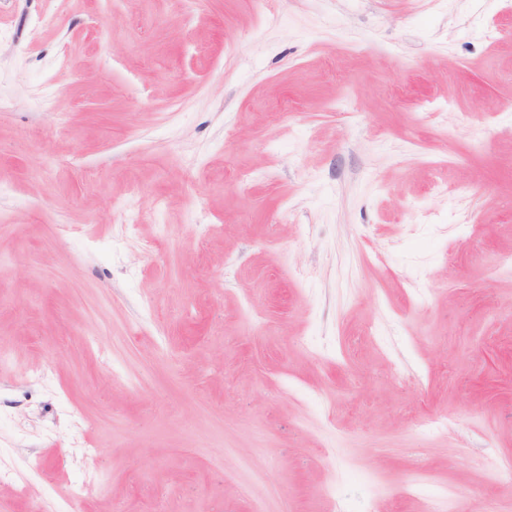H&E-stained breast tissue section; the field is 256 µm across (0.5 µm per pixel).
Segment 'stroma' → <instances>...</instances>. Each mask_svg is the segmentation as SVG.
<instances>
[{"label":"stroma","instance_id":"stroma-1","mask_svg":"<svg viewBox=\"0 0 512 512\" xmlns=\"http://www.w3.org/2000/svg\"><path fill=\"white\" fill-rule=\"evenodd\" d=\"M1 183L0 512H512V0H0Z\"/></svg>","mask_w":512,"mask_h":512}]
</instances>
